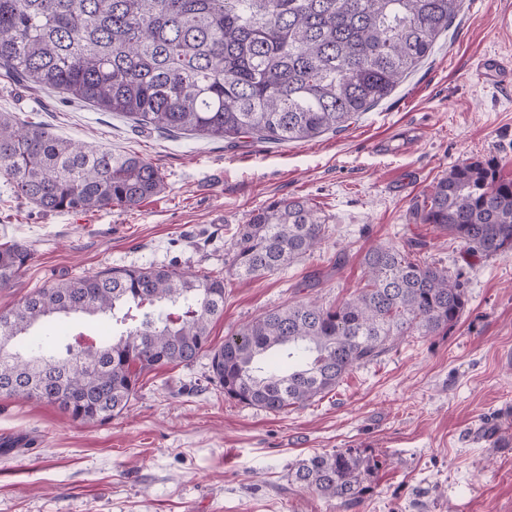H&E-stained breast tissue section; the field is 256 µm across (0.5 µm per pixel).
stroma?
Masks as SVG:
<instances>
[{"label":"stroma","instance_id":"1","mask_svg":"<svg viewBox=\"0 0 512 512\" xmlns=\"http://www.w3.org/2000/svg\"><path fill=\"white\" fill-rule=\"evenodd\" d=\"M512 0H465L428 58L341 131L312 139L192 138L0 76V112L116 153L151 159L166 190L132 209L43 212L0 175V243L34 258L0 311L35 289L112 267L223 272L251 211L308 199L326 219L321 249L285 270L227 278L211 343L291 301L330 305L362 286L374 242H422L460 269L469 303L442 336H409L322 399L272 415L226 401L209 360L145 375L128 411L100 423L0 396V512H341L290 486L314 453L355 448L381 466L354 512H512V256L472 257L415 211L448 169L495 160L512 179ZM505 66L482 78L473 60Z\"/></svg>","mask_w":512,"mask_h":512}]
</instances>
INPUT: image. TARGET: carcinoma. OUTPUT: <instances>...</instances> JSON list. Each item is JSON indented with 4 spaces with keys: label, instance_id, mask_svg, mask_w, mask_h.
Returning <instances> with one entry per match:
<instances>
[{
    "label": "carcinoma",
    "instance_id": "obj_1",
    "mask_svg": "<svg viewBox=\"0 0 512 512\" xmlns=\"http://www.w3.org/2000/svg\"><path fill=\"white\" fill-rule=\"evenodd\" d=\"M464 0H0V74L52 88L136 126L217 138L294 142L340 131L386 99L430 53ZM0 172L47 211L134 208L165 188L157 165L17 125L0 113ZM471 256L512 255V180L490 161L454 165L416 213ZM326 220L282 197L237 228L229 275L257 278L317 249ZM33 258L0 244V288ZM365 283L335 306L299 301L210 347L224 278L175 266L111 268L38 288L0 314V394L106 422L128 410L147 371L206 352L224 399L267 413L333 391L405 336H440L468 297L458 269L378 242ZM103 317L106 336L48 333L62 318ZM55 353L45 354L44 341ZM379 460L356 448L314 454L288 483L349 512Z\"/></svg>",
    "mask_w": 512,
    "mask_h": 512
}]
</instances>
